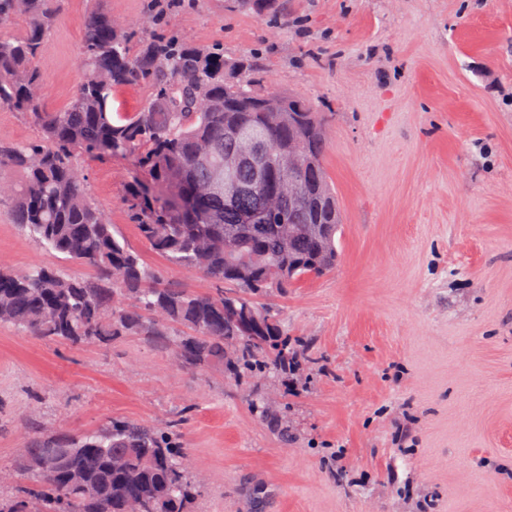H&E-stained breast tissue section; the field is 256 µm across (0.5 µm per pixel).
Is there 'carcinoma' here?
<instances>
[{
	"label": "carcinoma",
	"instance_id": "carcinoma-1",
	"mask_svg": "<svg viewBox=\"0 0 512 512\" xmlns=\"http://www.w3.org/2000/svg\"><path fill=\"white\" fill-rule=\"evenodd\" d=\"M258 16L279 0H236ZM63 0H0V108L22 112L38 138L0 142V196L14 222L46 249L93 270L67 276L55 268L0 269V324L72 344H109L139 336L187 368L222 367L232 375L280 369L288 337L258 299L336 267L342 214L324 166V118L308 100L263 89L252 65L178 37H143L93 0L81 34L84 75L61 110L44 106L36 66ZM147 84L137 112L112 110V94ZM279 111L266 110L271 98ZM242 132L269 149V180L254 181ZM123 156L147 176L124 198L150 248L217 289L166 282L95 204L79 155ZM238 162V192L224 199V159ZM269 204L264 224L238 213ZM185 449L157 428L115 420L76 437L34 439L18 467V491L0 512H191L198 495L181 467Z\"/></svg>",
	"mask_w": 512,
	"mask_h": 512
}]
</instances>
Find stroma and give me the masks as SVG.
Masks as SVG:
<instances>
[{"label":"stroma","instance_id":"1","mask_svg":"<svg viewBox=\"0 0 512 512\" xmlns=\"http://www.w3.org/2000/svg\"><path fill=\"white\" fill-rule=\"evenodd\" d=\"M140 35L253 60L268 91L327 120L343 213L335 269L264 298L298 374L187 369L127 336L75 346L0 325V470L40 428L125 419L176 433L202 478L193 512H512V0H281L258 16L194 0ZM87 0H66L39 66L44 104L82 77ZM116 230L173 284L123 204L127 161H83ZM0 265L90 276L0 203Z\"/></svg>","mask_w":512,"mask_h":512}]
</instances>
